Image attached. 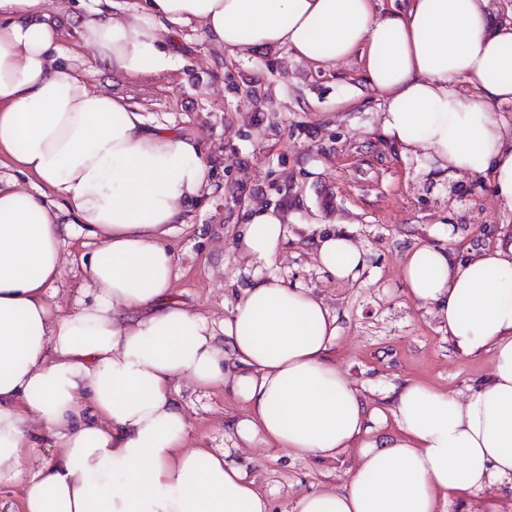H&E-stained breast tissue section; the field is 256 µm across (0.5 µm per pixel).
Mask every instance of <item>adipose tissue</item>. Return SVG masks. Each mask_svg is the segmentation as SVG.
<instances>
[{"label":"adipose tissue","mask_w":512,"mask_h":512,"mask_svg":"<svg viewBox=\"0 0 512 512\" xmlns=\"http://www.w3.org/2000/svg\"><path fill=\"white\" fill-rule=\"evenodd\" d=\"M489 3L409 0L382 14L376 0H147L127 13L105 0L77 34L127 76L170 69L166 34L194 25L230 52L284 47L329 66L361 53L384 133L439 174L489 178L512 215V123L499 112L512 104V21H495ZM40 6L0 0V154L42 184H0V481L19 483L22 512H269L230 449L189 447L183 378L246 405L235 446L354 454L353 479L304 494L296 512H448L462 493L512 494V244L460 264L440 247L407 254L410 296L457 351L489 352L491 371L463 401L402 386L397 430L383 431L386 414L326 358L335 314L269 271L288 238L274 208L254 209L236 238L253 272L224 319L169 300L164 239L206 188L199 145L92 90ZM80 236L99 244L82 260L87 288L64 310L62 248ZM314 254L339 280L366 263L344 233L316 236Z\"/></svg>","instance_id":"ef3b65f1"}]
</instances>
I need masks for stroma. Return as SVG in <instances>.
Here are the masks:
<instances>
[{
  "mask_svg": "<svg viewBox=\"0 0 512 512\" xmlns=\"http://www.w3.org/2000/svg\"><path fill=\"white\" fill-rule=\"evenodd\" d=\"M95 5L42 0L41 10L57 21L60 44L76 54L93 89L128 98L149 123L193 137L208 165L202 199L168 238L177 267L173 301L223 319L249 279L235 236L254 207L270 206L288 226L272 271L288 286L311 289L336 313L327 356L370 407L387 408L392 389L409 382L464 398L488 377L489 354L454 350L434 314L409 296L402 265L420 245L446 248L461 262L474 250L511 244L512 217L502 214L490 181L481 177L472 204H449L447 179L384 134L382 101L366 83L363 58L325 67L283 47L231 53L191 26L168 39L172 69L128 77L96 61L78 39L77 20ZM319 232L346 233L361 245L366 264L356 280H336L317 265ZM95 246L83 237L68 240L57 284L61 307L85 283L80 257ZM177 399L193 447L222 446L246 414L220 384L200 390L180 381ZM234 454L253 458L251 472L271 512H293L303 494L354 476L349 455L296 459L261 445Z\"/></svg>",
  "mask_w": 512,
  "mask_h": 512,
  "instance_id": "1",
  "label": "stroma"
}]
</instances>
